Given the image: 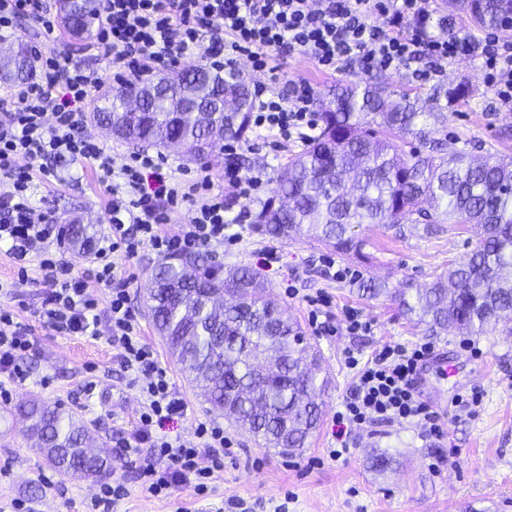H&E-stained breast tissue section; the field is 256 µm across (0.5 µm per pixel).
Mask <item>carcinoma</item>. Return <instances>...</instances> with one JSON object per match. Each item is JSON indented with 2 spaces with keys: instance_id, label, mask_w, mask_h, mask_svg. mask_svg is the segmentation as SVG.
<instances>
[{
  "instance_id": "cac0c4a2",
  "label": "carcinoma",
  "mask_w": 512,
  "mask_h": 512,
  "mask_svg": "<svg viewBox=\"0 0 512 512\" xmlns=\"http://www.w3.org/2000/svg\"><path fill=\"white\" fill-rule=\"evenodd\" d=\"M59 9L71 35L93 33L98 0H59ZM465 11L472 26L512 38V0H469ZM31 59L17 46L0 58V79L33 78ZM467 94L460 85L439 87L424 107L383 78L336 88L319 102V135L280 171L253 224L285 241L303 234L365 264L367 240L355 233L363 224L398 236L417 224L429 238L463 224L473 248L432 281L394 290L367 281L360 291L389 296L399 314L437 335L485 333L512 316V159L450 153L428 130L432 121H448V105ZM95 102L93 120L114 138L153 147L180 141L202 166L218 143L245 141L251 130V93L233 67L201 65L148 84L123 83ZM91 228L70 224L65 233L83 251ZM152 283V323L205 401L268 447H305L327 380L318 350L259 274L239 266L226 275L206 251L176 252L155 266ZM19 415L50 468L94 482L111 474L112 459L94 451L98 433L80 414L33 400Z\"/></svg>"
}]
</instances>
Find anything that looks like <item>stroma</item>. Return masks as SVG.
Returning a JSON list of instances; mask_svg holds the SVG:
<instances>
[{"label":"stroma","mask_w":512,"mask_h":512,"mask_svg":"<svg viewBox=\"0 0 512 512\" xmlns=\"http://www.w3.org/2000/svg\"><path fill=\"white\" fill-rule=\"evenodd\" d=\"M237 66L251 83H265L285 89L287 83L308 82L315 94H326L347 81L362 80L356 65L326 71L311 59L283 56L276 74L252 71L246 61ZM427 60L416 59L405 68L386 71L391 82L411 93L428 95L436 85L467 84L469 97L448 111L445 127L433 135L446 139L449 147L464 143L491 146L502 156L512 157V136L501 137L502 129H512V109L502 107L474 56L442 64L440 77L427 78ZM239 152L244 172H263L267 188H274L281 169L303 148L302 142L277 144L275 137L250 133ZM60 178L52 183L34 178L33 202L42 211L54 212L59 224L93 223L96 236L109 231V196L94 166L87 161L57 162ZM362 237L372 260L361 264L354 259H337L336 265L353 271V278L331 280L322 261L331 252L308 239L273 242L257 233L252 220H245L240 243L214 247L212 257L225 268L248 265L259 269L269 289L288 315L306 323L307 314L300 299L289 298L284 289L295 281L302 292L322 288L328 292L332 311L353 306L373 321L371 335L325 339L311 336L321 352L322 373L329 379L317 430L305 448L282 454L258 445L242 427L225 419L198 396L188 375L171 356L153 327L146 310L150 274L158 261L147 251L135 261L115 255L118 269L133 268L136 279L130 288L134 310L142 324V335L165 369L175 389L187 403L184 418L165 425L168 437H191L196 420L209 418L222 423L233 441L224 460V471L207 494H197L193 486L181 485L170 496L154 498L146 494L147 480L139 465L112 460V475L124 479L128 495L115 512H274L286 505L287 512H512V335L492 330L474 337L481 350L473 356L460 347V336H431L425 326L399 316L388 298L359 295V281L371 278L399 288L405 282L423 285L460 261L471 248L468 232L452 230L435 238L422 237L420 230L406 227L403 237H394L384 226H363ZM277 245L280 260L273 267L261 265L265 246ZM26 306H19L8 295L0 294V310L13 312L17 320L33 328L34 347L28 356L33 376L13 391V401L0 404V512H10L17 497L30 501L32 512H86L96 484L61 475L49 468L30 439L22 422L13 419L16 404L38 397L59 402L77 410L90 424L99 427L108 443L127 435L135 426L140 397L129 383L119 351L106 338L60 336L39 321L38 286L28 282L23 288ZM433 340L436 350L444 351L455 372L439 381L448 397L480 389L483 398L473 413L450 418L442 439L424 438L407 425L355 431L347 453L338 458L328 455L333 446L336 412L355 385L353 371L344 365V350L355 346L364 354L390 340L413 342ZM95 378L93 393H86L88 378ZM387 452L395 461L390 470L377 473L370 466L372 452Z\"/></svg>","instance_id":"stroma-1"}]
</instances>
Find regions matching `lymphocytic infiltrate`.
<instances>
[{
	"instance_id": "lymphocytic-infiltrate-1",
	"label": "lymphocytic infiltrate",
	"mask_w": 512,
	"mask_h": 512,
	"mask_svg": "<svg viewBox=\"0 0 512 512\" xmlns=\"http://www.w3.org/2000/svg\"><path fill=\"white\" fill-rule=\"evenodd\" d=\"M375 14L386 17V26L371 23ZM100 16L91 45L97 58L88 64L56 50L58 14L51 0H0L1 33L33 21L43 38L35 53L39 80L14 84L0 97V180L8 185L0 193V242L9 245L18 283L28 279L29 260L37 261L43 287L37 314L48 328L63 336L103 335L118 349L141 400L135 429L118 448L121 455L145 462L147 492L157 496L182 483L203 492L223 470L230 439L211 420L197 422L189 439L160 435V428L183 416L187 406L142 339L130 296L136 275L117 274L112 256L119 252L133 260L147 248L166 255L233 243L240 235L228 224L224 195L213 192L209 178L183 180L163 156L146 151L114 168L110 150L86 132L91 93L114 81L160 73L199 46L210 66L244 59L268 73L284 54L311 58L329 71L353 63L370 74L414 59L439 63L476 52L499 100L512 105V43L492 33L476 44L431 34L430 0H319L315 6L309 0H100ZM313 103L314 92L303 81L292 82L285 92L256 87L253 125L285 142L308 140L316 128ZM55 159L91 162L110 195V231L85 277L73 275L54 217L35 211L31 171L55 180ZM177 212L183 218L176 225ZM99 288L107 289V303L96 297ZM288 294L305 302L316 335L343 331L359 337L373 331L356 308L328 314L325 291L304 295L292 285ZM32 346L30 325L1 311L0 375L8 380L0 387L1 401L10 400V385L29 379L24 356ZM433 353L430 342L389 341L367 358L346 348L345 366L354 371L356 384L336 413L337 447L348 449L352 431L395 422L442 437L446 416L425 400L418 384L419 371Z\"/></svg>"
}]
</instances>
